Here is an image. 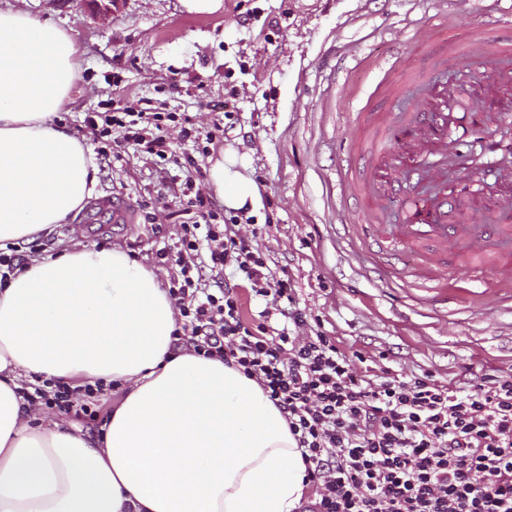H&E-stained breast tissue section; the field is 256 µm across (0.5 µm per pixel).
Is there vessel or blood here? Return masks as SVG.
Masks as SVG:
<instances>
[{"instance_id": "vessel-or-blood-1", "label": "vessel or blood", "mask_w": 512, "mask_h": 512, "mask_svg": "<svg viewBox=\"0 0 512 512\" xmlns=\"http://www.w3.org/2000/svg\"><path fill=\"white\" fill-rule=\"evenodd\" d=\"M511 33L478 28L467 42L445 37L412 72L378 84V105L364 115L360 177L349 190L362 203L356 235L380 251L414 247L412 276L427 288L436 272L466 262L472 280L512 285V17ZM422 96L406 112L390 103L405 86ZM89 224H128L129 208L96 200Z\"/></svg>"}]
</instances>
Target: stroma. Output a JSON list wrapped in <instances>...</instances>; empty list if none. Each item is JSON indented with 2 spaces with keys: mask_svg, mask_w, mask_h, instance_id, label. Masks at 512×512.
Segmentation results:
<instances>
[{
  "mask_svg": "<svg viewBox=\"0 0 512 512\" xmlns=\"http://www.w3.org/2000/svg\"><path fill=\"white\" fill-rule=\"evenodd\" d=\"M64 28L83 49L82 80L63 108V124L98 154L89 119L130 106L189 118L198 138L169 127L171 152L152 158L126 148L121 160H98L96 197L127 203L130 224H87L82 216L49 236L15 243V254L53 255L82 242L118 247L155 266L190 215L165 199L183 180L188 160L207 172L220 151L253 160L260 208L237 229L251 237L269 266L285 272L311 325L363 357L361 371L432 372L455 383L512 370V291L492 279L468 282L464 270H442L447 293L419 287L409 255L386 259L353 238L354 203L342 182L360 149L359 114L384 74L400 59L416 65L433 38L440 0H224L214 14L181 8L179 0H119L110 19L83 0H0ZM512 14V0H460L452 22L458 37Z\"/></svg>",
  "mask_w": 512,
  "mask_h": 512,
  "instance_id": "35a3bbf8",
  "label": "stroma"
}]
</instances>
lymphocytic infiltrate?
Instances as JSON below:
<instances>
[{"label": "lymphocytic infiltrate", "instance_id": "f902f5d3", "mask_svg": "<svg viewBox=\"0 0 512 512\" xmlns=\"http://www.w3.org/2000/svg\"><path fill=\"white\" fill-rule=\"evenodd\" d=\"M164 120L142 110L92 133L162 159ZM167 193L195 212L175 249L157 254L177 265L173 345L234 365L278 408L315 489L300 512H512L511 371L458 386L430 372H359L337 338L312 329L290 280L236 232L238 217H219L193 179ZM229 268L264 300L258 319L244 318L234 285L207 288Z\"/></svg>", "mask_w": 512, "mask_h": 512}]
</instances>
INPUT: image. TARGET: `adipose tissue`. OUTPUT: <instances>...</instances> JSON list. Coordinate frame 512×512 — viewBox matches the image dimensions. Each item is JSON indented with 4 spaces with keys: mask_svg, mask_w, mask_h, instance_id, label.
Instances as JSON below:
<instances>
[{
    "mask_svg": "<svg viewBox=\"0 0 512 512\" xmlns=\"http://www.w3.org/2000/svg\"><path fill=\"white\" fill-rule=\"evenodd\" d=\"M80 49L54 22L0 7V244L68 223L97 186L59 117ZM210 184L256 209L251 160L221 152ZM177 312L153 267L77 243L0 285V512H295L301 450L261 387L234 366L174 351ZM114 384L102 433L30 411L39 379Z\"/></svg>",
    "mask_w": 512,
    "mask_h": 512,
    "instance_id": "adipose-tissue-1",
    "label": "adipose tissue"
}]
</instances>
